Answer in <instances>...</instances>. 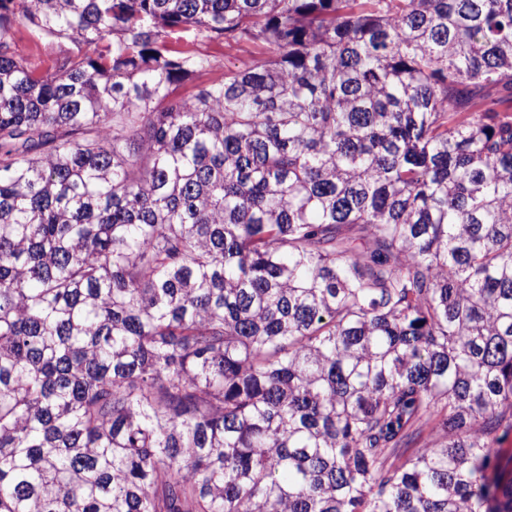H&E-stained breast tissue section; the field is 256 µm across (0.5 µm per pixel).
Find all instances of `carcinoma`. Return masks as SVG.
Instances as JSON below:
<instances>
[{
	"label": "carcinoma",
	"instance_id": "carcinoma-1",
	"mask_svg": "<svg viewBox=\"0 0 512 512\" xmlns=\"http://www.w3.org/2000/svg\"><path fill=\"white\" fill-rule=\"evenodd\" d=\"M511 431L512 0H0V512H512ZM13 39L16 53L28 59L39 72L49 70L59 55L73 47L66 39L38 37L24 24L15 26ZM172 48L177 51H188L195 54L209 55L213 57L221 68H215L197 75L194 84L209 83L219 80L225 70H238L253 63L263 54V46L259 42L242 41L227 44L224 42L210 41L202 37L183 39L172 43ZM220 72V77H217ZM491 466L505 477L512 478V433L495 445Z\"/></svg>",
	"mask_w": 512,
	"mask_h": 512
}]
</instances>
